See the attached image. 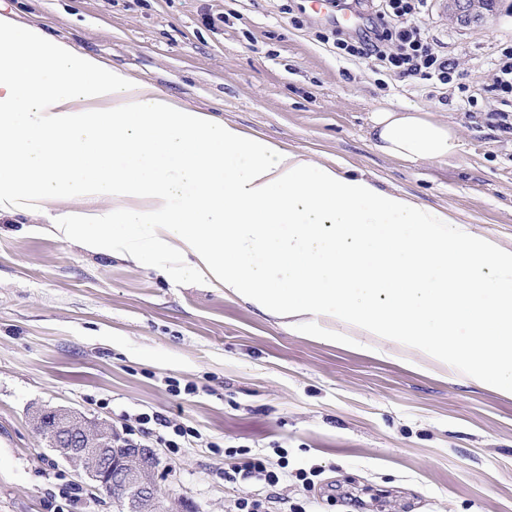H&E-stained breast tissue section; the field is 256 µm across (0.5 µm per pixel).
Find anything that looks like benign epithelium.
<instances>
[{
	"label": "benign epithelium",
	"mask_w": 512,
	"mask_h": 512,
	"mask_svg": "<svg viewBox=\"0 0 512 512\" xmlns=\"http://www.w3.org/2000/svg\"><path fill=\"white\" fill-rule=\"evenodd\" d=\"M494 9L495 0H448V15L462 27L482 23ZM46 414L55 416V428L45 441L61 459L97 485L122 492L131 512H154L165 495L154 477L157 457L153 449L129 444L118 456L111 443L120 436L112 426L61 409L36 412V426H41Z\"/></svg>",
	"instance_id": "1"
}]
</instances>
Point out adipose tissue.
I'll return each mask as SVG.
<instances>
[{
	"mask_svg": "<svg viewBox=\"0 0 512 512\" xmlns=\"http://www.w3.org/2000/svg\"><path fill=\"white\" fill-rule=\"evenodd\" d=\"M370 132L410 164L461 148L411 106L377 107ZM47 212L88 252L167 257L163 275L325 343L364 336L512 399V248L0 12V214Z\"/></svg>",
	"mask_w": 512,
	"mask_h": 512,
	"instance_id": "ef3b65f1",
	"label": "adipose tissue"
}]
</instances>
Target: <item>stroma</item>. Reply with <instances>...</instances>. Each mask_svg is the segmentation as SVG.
I'll return each instance as SVG.
<instances>
[{
  "instance_id": "1",
  "label": "stroma",
  "mask_w": 512,
  "mask_h": 512,
  "mask_svg": "<svg viewBox=\"0 0 512 512\" xmlns=\"http://www.w3.org/2000/svg\"><path fill=\"white\" fill-rule=\"evenodd\" d=\"M0 10L512 247V130L491 90V62L512 45V0L482 25L459 26L443 0L417 20L477 98L469 110L456 92L338 55L311 0H0ZM389 103L453 125L459 152L416 165L378 152L369 115ZM52 220L0 215V512H116L48 447L38 407L107 421L155 449L160 489L186 512H232L255 494L263 512L302 499L317 512H512V399L412 372L394 348L374 359L312 340L221 290L162 277L164 257L86 253L50 235ZM172 380L195 393H172ZM144 413L165 425L142 431ZM175 425L200 432L194 447H165ZM235 449L318 475L308 489L231 484L222 472Z\"/></svg>"
}]
</instances>
